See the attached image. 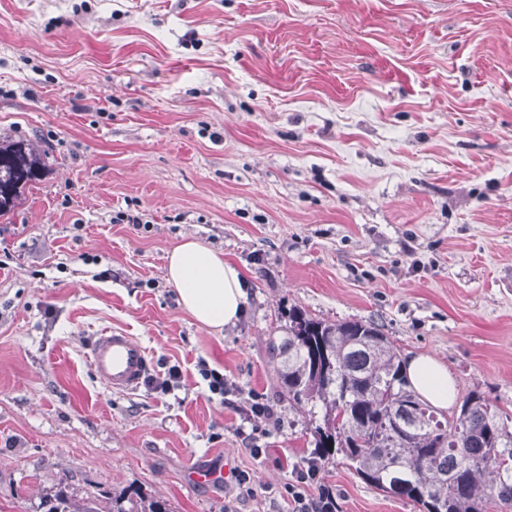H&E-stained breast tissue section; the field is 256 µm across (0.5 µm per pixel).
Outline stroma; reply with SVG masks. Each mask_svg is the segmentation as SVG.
Returning a JSON list of instances; mask_svg holds the SVG:
<instances>
[{
    "label": "stroma",
    "instance_id": "35a3bbf8",
    "mask_svg": "<svg viewBox=\"0 0 512 512\" xmlns=\"http://www.w3.org/2000/svg\"><path fill=\"white\" fill-rule=\"evenodd\" d=\"M0 137L47 154L0 219V512L61 484L292 512L314 441L269 342L294 306L374 321L512 411V0H0ZM189 236L251 283L232 328L165 280ZM107 327L178 385L104 389L86 354ZM254 393L280 417L259 459ZM319 482L336 512H420L338 463Z\"/></svg>",
    "mask_w": 512,
    "mask_h": 512
}]
</instances>
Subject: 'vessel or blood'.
I'll list each match as a JSON object with an SVG mask.
<instances>
[{"label":"vessel or blood","instance_id":"1","mask_svg":"<svg viewBox=\"0 0 512 512\" xmlns=\"http://www.w3.org/2000/svg\"><path fill=\"white\" fill-rule=\"evenodd\" d=\"M87 359L95 378L111 391L134 389L148 367L146 349L126 332L112 328L94 336Z\"/></svg>","mask_w":512,"mask_h":512}]
</instances>
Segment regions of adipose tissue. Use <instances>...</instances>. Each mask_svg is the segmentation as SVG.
<instances>
[{
    "mask_svg": "<svg viewBox=\"0 0 512 512\" xmlns=\"http://www.w3.org/2000/svg\"><path fill=\"white\" fill-rule=\"evenodd\" d=\"M178 303L201 326L219 330L244 315L249 283L222 252L187 239L169 253L165 270ZM404 371L412 389L434 408L444 411L457 398L445 364L428 354L407 358Z\"/></svg>",
    "mask_w": 512,
    "mask_h": 512,
    "instance_id": "adipose-tissue-1",
    "label": "adipose tissue"
}]
</instances>
